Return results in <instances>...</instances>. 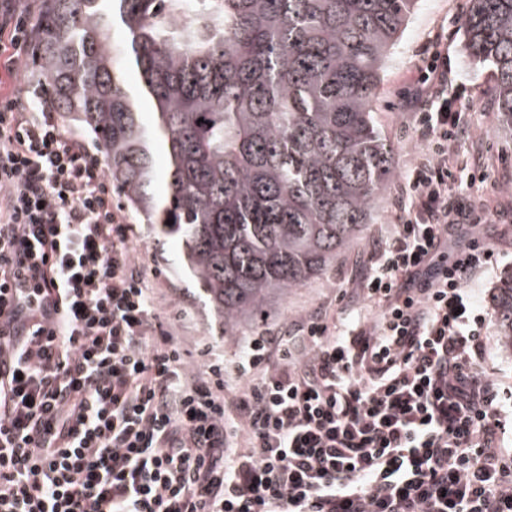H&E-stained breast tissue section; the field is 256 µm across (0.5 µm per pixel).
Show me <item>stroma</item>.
<instances>
[{
  "mask_svg": "<svg viewBox=\"0 0 512 512\" xmlns=\"http://www.w3.org/2000/svg\"><path fill=\"white\" fill-rule=\"evenodd\" d=\"M465 13L466 0H418L402 36L388 52L375 120L394 148L396 178L374 202L373 222L367 225L362 240L339 254L323 275L273 299L262 313L243 321L236 338L225 342V355H232L248 337L274 336L281 329H295L308 315L335 318L344 305L362 300L361 261L381 231L396 223L394 202L403 177L428 151V142L420 135L406 100L420 86L422 51L437 39L448 54V95L468 132L452 147L455 162L462 167L481 161L493 172L491 181L469 191L479 215L489 217L492 223L488 242L501 254L494 269L475 279L479 303L491 315L492 289L504 272L512 270V122L498 110L491 67L475 63L465 52ZM124 215L136 227L139 261L165 299L166 318L181 336L184 348L198 354L204 343L218 339L219 334L196 287L177 265L176 240L157 239L151 226L132 209H125ZM486 368L503 389H512V355L503 352L498 320L492 315Z\"/></svg>",
  "mask_w": 512,
  "mask_h": 512,
  "instance_id": "obj_1",
  "label": "stroma"
}]
</instances>
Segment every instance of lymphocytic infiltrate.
<instances>
[{
  "mask_svg": "<svg viewBox=\"0 0 512 512\" xmlns=\"http://www.w3.org/2000/svg\"><path fill=\"white\" fill-rule=\"evenodd\" d=\"M29 7L0 0L15 72ZM446 58L429 55L430 143L364 264L368 318L310 319L189 362L133 225L42 93L0 97V512H512L508 409L469 288L494 249L453 190Z\"/></svg>",
  "mask_w": 512,
  "mask_h": 512,
  "instance_id": "1",
  "label": "lymphocytic infiltrate"
}]
</instances>
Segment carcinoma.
I'll return each mask as SVG.
<instances>
[{
	"instance_id": "cac0c4a2",
	"label": "carcinoma",
	"mask_w": 512,
	"mask_h": 512,
	"mask_svg": "<svg viewBox=\"0 0 512 512\" xmlns=\"http://www.w3.org/2000/svg\"><path fill=\"white\" fill-rule=\"evenodd\" d=\"M41 2L32 65L53 108L94 136L125 204L181 242L225 337L372 223L395 178L381 72L415 0ZM464 42L512 120V0H468ZM492 303L511 353L512 272Z\"/></svg>"
}]
</instances>
